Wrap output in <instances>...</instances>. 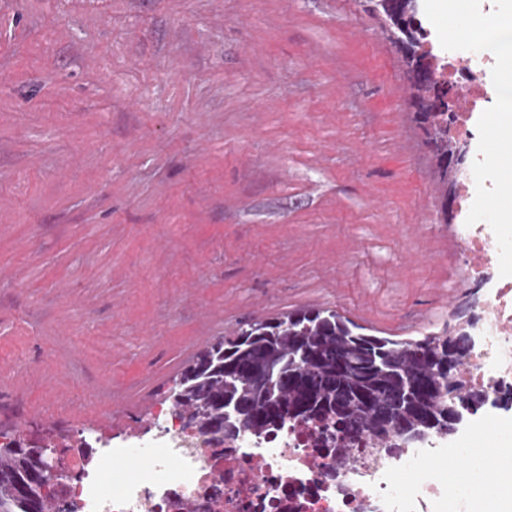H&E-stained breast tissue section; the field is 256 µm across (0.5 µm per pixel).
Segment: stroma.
<instances>
[{
  "instance_id": "stroma-1",
  "label": "stroma",
  "mask_w": 512,
  "mask_h": 512,
  "mask_svg": "<svg viewBox=\"0 0 512 512\" xmlns=\"http://www.w3.org/2000/svg\"><path fill=\"white\" fill-rule=\"evenodd\" d=\"M418 5L441 44L487 25ZM409 94L362 0H0V433L122 446L255 318L417 340L472 314ZM476 125L478 220L512 227V109Z\"/></svg>"
}]
</instances>
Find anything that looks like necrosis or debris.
I'll list each match as a JSON object with an SVG mask.
<instances>
[{
  "label": "necrosis or debris",
  "instance_id": "1",
  "mask_svg": "<svg viewBox=\"0 0 512 512\" xmlns=\"http://www.w3.org/2000/svg\"><path fill=\"white\" fill-rule=\"evenodd\" d=\"M421 50L434 80L457 88L462 99L449 138L473 142L475 115L495 94L489 75L497 56L486 53L463 64L456 51L439 54L432 42ZM461 241L466 282L482 289L484 300L460 377L483 401L463 411L452 435L388 450L362 433L346 440L350 464L340 470L331 449L337 432L321 424L290 422L261 438L244 433L220 444L161 404L154 411L157 430L125 441L124 448L137 449L143 475L117 470L104 484L92 458L74 451L60 459L63 477L51 495L68 512H471L467 482L481 471L465 439L493 422L500 442L512 445V277L499 271L512 252V231L468 224ZM453 458L466 461L467 481L451 483L433 473L436 462Z\"/></svg>",
  "mask_w": 512,
  "mask_h": 512
}]
</instances>
